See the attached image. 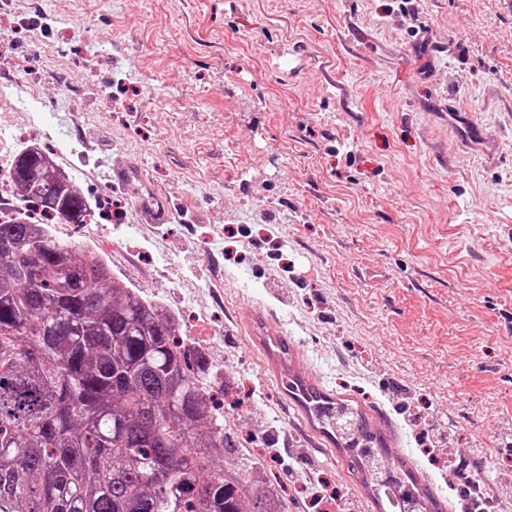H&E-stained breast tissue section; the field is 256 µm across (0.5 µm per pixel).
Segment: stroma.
<instances>
[{
  "mask_svg": "<svg viewBox=\"0 0 512 512\" xmlns=\"http://www.w3.org/2000/svg\"><path fill=\"white\" fill-rule=\"evenodd\" d=\"M0 137L36 142L94 213L58 237L212 334L224 431L282 497L380 512L245 324L357 404L442 512L443 460L512 476V0H9ZM137 160L170 200L143 224ZM441 437L423 444L415 412ZM112 185L127 190L137 202L138 212L149 224H165L173 208L168 200L154 198L140 167L123 161L112 160Z\"/></svg>",
  "mask_w": 512,
  "mask_h": 512,
  "instance_id": "1",
  "label": "stroma"
}]
</instances>
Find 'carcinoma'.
I'll use <instances>...</instances> for the list:
<instances>
[{
	"label": "carcinoma",
	"mask_w": 512,
	"mask_h": 512,
	"mask_svg": "<svg viewBox=\"0 0 512 512\" xmlns=\"http://www.w3.org/2000/svg\"><path fill=\"white\" fill-rule=\"evenodd\" d=\"M11 189L65 224L91 215L35 145L14 156ZM214 384L179 318L106 259L22 213L0 219V512H281L253 470L226 478L215 465L235 443ZM288 392L397 512L375 479L386 451L363 412L296 379ZM393 466L413 489L406 512H438L406 462Z\"/></svg>",
	"instance_id": "carcinoma-1"
}]
</instances>
